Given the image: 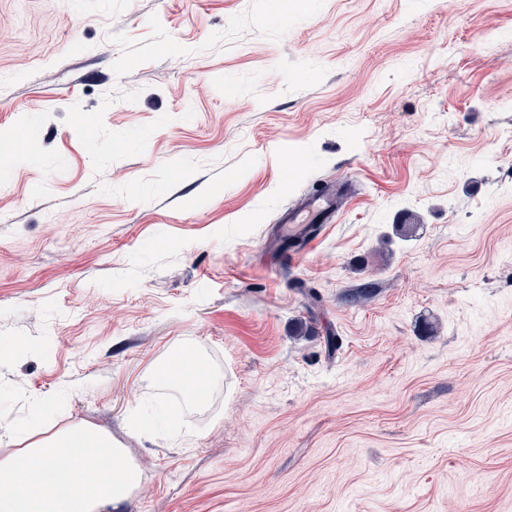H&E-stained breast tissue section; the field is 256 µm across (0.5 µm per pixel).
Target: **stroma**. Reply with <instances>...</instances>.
I'll return each mask as SVG.
<instances>
[{
	"label": "stroma",
	"instance_id": "1",
	"mask_svg": "<svg viewBox=\"0 0 512 512\" xmlns=\"http://www.w3.org/2000/svg\"><path fill=\"white\" fill-rule=\"evenodd\" d=\"M0 381L103 512H512V0H0ZM336 192H325L300 200L295 208L287 212L283 224H309L322 216H330L336 211ZM160 376L194 402L204 401L217 381L215 374L190 346L183 347L178 354L167 359L161 367Z\"/></svg>",
	"mask_w": 512,
	"mask_h": 512
}]
</instances>
